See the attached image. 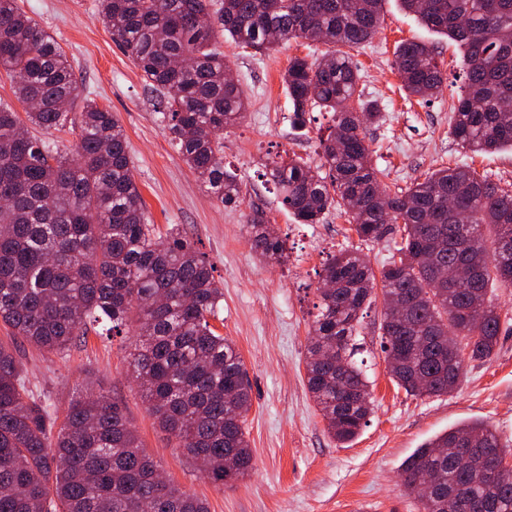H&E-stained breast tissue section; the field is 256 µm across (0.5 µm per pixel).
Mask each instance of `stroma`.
<instances>
[{"instance_id":"1","label":"stroma","mask_w":512,"mask_h":512,"mask_svg":"<svg viewBox=\"0 0 512 512\" xmlns=\"http://www.w3.org/2000/svg\"><path fill=\"white\" fill-rule=\"evenodd\" d=\"M17 4L64 49L79 98L94 99L115 113L157 232L178 229L210 262L224 291L211 324L234 341L252 384L245 428L254 468L225 485L201 479L196 462L176 448L148 412L131 376L128 350L117 339L92 332L62 357L13 343L38 397L62 413L87 383L101 385L122 404L145 451L167 477L206 499L210 512H419L418 500L401 481L402 464L416 448L458 423L481 421L496 431L504 448L512 449V288L492 293L501 314L496 353L486 362H465L461 384L440 397H413L392 381L381 350L382 303L366 306L362 358L374 410L350 443H336L307 389L310 322L330 255L357 248L378 271L393 250L389 237L361 242L346 216L334 210L319 223H298L264 177L270 152H287L314 167L321 163L319 136L330 117L315 111L308 114L305 128H297L282 76L292 57H322L327 45L301 40L255 50L219 40V50L248 98L243 119L222 137L224 165L242 186L239 201L225 206L171 146L160 122L161 95L113 43L98 16V0ZM405 40L433 46L447 77L441 91L423 105L405 96L395 71L394 50ZM350 55L361 70L360 89L376 100L383 115L365 133L390 192L458 164L490 175L501 187L512 185V150L475 155L457 145L450 133L451 106L462 74V50L456 42L422 25L400 0H384L378 34ZM258 211L286 241L284 264L267 263L251 249L246 225Z\"/></svg>"}]
</instances>
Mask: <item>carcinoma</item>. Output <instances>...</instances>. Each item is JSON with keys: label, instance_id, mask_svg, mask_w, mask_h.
I'll return each instance as SVG.
<instances>
[{"label": "carcinoma", "instance_id": "obj_1", "mask_svg": "<svg viewBox=\"0 0 512 512\" xmlns=\"http://www.w3.org/2000/svg\"><path fill=\"white\" fill-rule=\"evenodd\" d=\"M99 0V18L165 102L171 145L223 204L241 193L224 167L219 133L236 125L246 98L224 54L221 31L263 50L282 40L322 42L320 59H291L283 82L293 122L320 109L330 115L321 139L325 177L301 160L266 158L264 176L303 224L330 210L347 216L359 240L380 241L402 224L398 257L375 275L356 250L341 248L324 268L334 287L318 290L306 355L308 390L339 443L355 438L373 410L370 381L355 359L363 310L381 286L404 302L400 324L384 312L382 352L392 380L414 396L453 391L464 374L448 336L469 360H488L501 316L488 303L512 288V191L468 165L440 168L400 193L381 184L364 130L382 115L364 98L343 48L376 34L383 0ZM420 22L464 48L463 89L451 134L475 153L512 149V0H402ZM195 67L183 71L176 59ZM0 69L14 80L22 107L0 103V321L13 336L61 355L96 323L107 336L135 324L129 365L148 410L201 476L228 482L248 473L246 438L252 387L234 341L215 332L224 292L212 267L173 230L156 233L145 211L122 125L107 107L84 100L73 111L77 80L60 44L16 0H0ZM395 69L408 95L434 96L445 77L433 50L405 41ZM71 126L72 150L30 133ZM467 213L459 223L448 200ZM396 213L394 220L387 211ZM252 250L268 263L287 260L285 242L263 214L247 224ZM463 261L475 271L458 286L439 267ZM483 296V305L473 297ZM427 382L424 390L418 388ZM507 451L485 424H458L416 449L402 484L423 512H448V497L480 512H512V466L487 476L488 459ZM120 403L87 387L56 424L51 404L33 394L13 350L0 343V512H210L206 500L159 477Z\"/></svg>", "mask_w": 512, "mask_h": 512}]
</instances>
